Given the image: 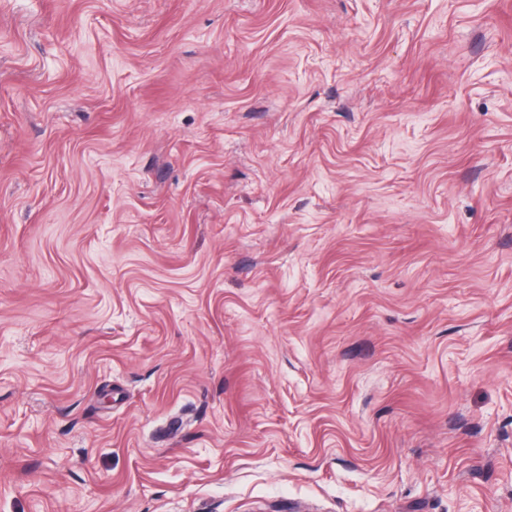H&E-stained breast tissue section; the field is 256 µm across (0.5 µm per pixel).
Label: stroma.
<instances>
[{"instance_id":"stroma-1","label":"stroma","mask_w":512,"mask_h":512,"mask_svg":"<svg viewBox=\"0 0 512 512\" xmlns=\"http://www.w3.org/2000/svg\"><path fill=\"white\" fill-rule=\"evenodd\" d=\"M0 512H512V0H0Z\"/></svg>"}]
</instances>
